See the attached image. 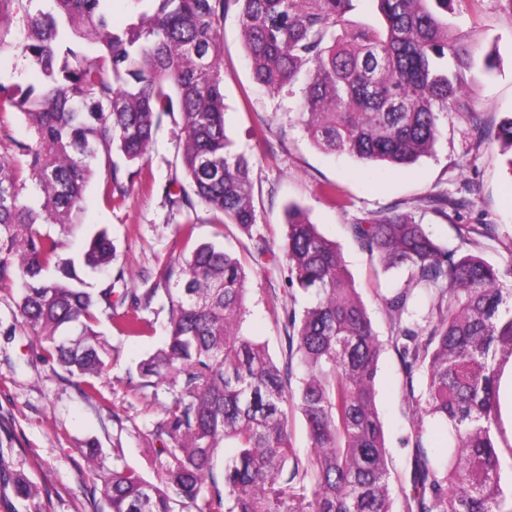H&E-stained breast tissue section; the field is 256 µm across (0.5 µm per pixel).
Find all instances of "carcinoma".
<instances>
[{"label":"carcinoma","instance_id":"obj_1","mask_svg":"<svg viewBox=\"0 0 512 512\" xmlns=\"http://www.w3.org/2000/svg\"><path fill=\"white\" fill-rule=\"evenodd\" d=\"M0 0V63L22 56L39 85L0 81V118L25 116L30 141L0 154V291L18 286L24 325L47 356L89 388L105 368L99 317L141 336V316L162 295L168 303L164 346L137 368L139 388L170 395L153 435L159 482L123 464L90 470L111 512H395L376 376L384 350L339 247L306 210L291 204L280 253L288 289L311 295L301 312L283 308L286 367L268 346L242 332L249 275L240 258L213 242H193L168 260L140 295L82 288L78 269H107L113 244L93 235L75 258L39 231L78 225L85 190L104 164V196L142 175L163 117H181L177 207L205 204L214 224L250 236L257 215L250 158L230 149L224 127V17L236 8L252 78L272 95L299 90L297 116L310 142L371 171L406 167L433 154L448 113L472 124L460 98L467 83L493 69L491 55L449 34L456 0H371L377 26L351 23L356 0H131L135 12L112 29L109 0ZM512 173V115L494 133ZM34 181L39 209L23 191ZM383 270L404 268L407 284L381 300L391 323L403 392L415 416L416 448L403 512H512V437L500 388L512 368V259L503 265L460 254L394 211L350 225ZM430 302L426 326L408 320L415 293ZM302 376L292 385L289 365ZM306 425L309 452H292L288 409ZM446 426L448 462L426 451V418ZM221 448L232 453L214 471ZM16 496L41 512L40 492L17 474Z\"/></svg>","mask_w":512,"mask_h":512}]
</instances>
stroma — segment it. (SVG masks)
<instances>
[{"label":"stroma","instance_id":"obj_1","mask_svg":"<svg viewBox=\"0 0 512 512\" xmlns=\"http://www.w3.org/2000/svg\"><path fill=\"white\" fill-rule=\"evenodd\" d=\"M448 20L454 33L476 41L495 59L494 69L468 86L466 95L486 129H496L512 114V11L501 0H459ZM221 67L226 133L235 150L252 163L257 223L251 235L211 223L203 204L189 211L172 206L168 192L182 175L177 157L181 119L174 115L163 119L143 161L148 184L134 185L121 203L110 206L102 199V177H95L73 233H62L56 224L41 225V232L61 238L62 257L77 255L90 235L107 231L115 247L112 268L123 271L122 287L139 295L180 251L179 226L193 223L198 241L239 253L249 274L244 327L266 342L280 363L285 360L284 328L272 306L292 304L300 310L307 298L289 295L286 265H260L253 254L261 246L278 249L288 204L310 211L319 231L339 246L383 341L390 326L381 298L403 287L408 274L378 272L377 261L351 235V224L396 211L460 253L493 264L512 258V172L499 144L491 138L477 143L476 131L462 116L449 114L433 156L407 168L367 174L352 159L325 154L311 144L297 120L296 96H273L254 83L232 11L224 19ZM329 184L336 187L332 199L323 193ZM17 299V293L0 291V468L38 485L42 512H109L90 479L83 451L96 449L102 470L124 461L156 481L159 443L151 431L167 396L142 394L133 379L138 364L165 342L167 303L158 299L144 310L154 331L143 336L119 334L108 320H101L106 368L96 384L97 395L87 397L76 378L45 360L43 340L20 323ZM377 383L391 479L398 489L409 483L415 449L393 349L380 357Z\"/></svg>","mask_w":512,"mask_h":512}]
</instances>
